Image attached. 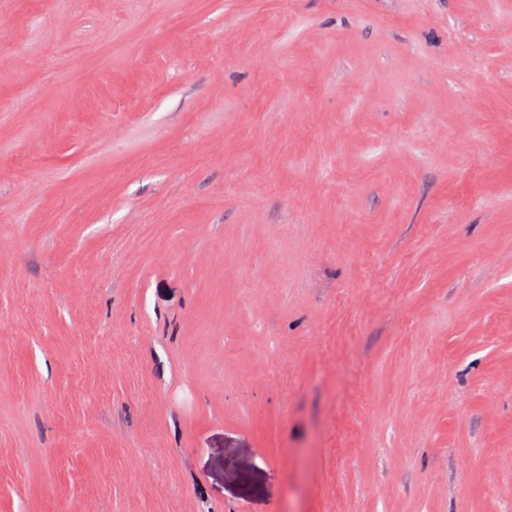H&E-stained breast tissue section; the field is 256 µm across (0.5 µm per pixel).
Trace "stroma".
<instances>
[{"label":"stroma","instance_id":"obj_1","mask_svg":"<svg viewBox=\"0 0 512 512\" xmlns=\"http://www.w3.org/2000/svg\"><path fill=\"white\" fill-rule=\"evenodd\" d=\"M512 512V0H0V512Z\"/></svg>","mask_w":512,"mask_h":512}]
</instances>
